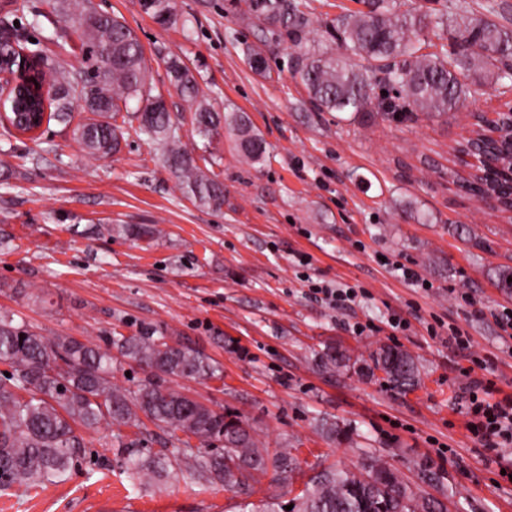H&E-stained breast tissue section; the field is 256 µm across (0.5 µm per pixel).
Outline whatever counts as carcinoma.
Masks as SVG:
<instances>
[{
    "label": "carcinoma",
    "instance_id": "carcinoma-1",
    "mask_svg": "<svg viewBox=\"0 0 512 512\" xmlns=\"http://www.w3.org/2000/svg\"><path fill=\"white\" fill-rule=\"evenodd\" d=\"M365 9L345 14L329 27L331 37L350 56H315L307 49L313 24L307 0H238L244 12L262 24L261 41L287 37L294 47L291 72L319 112L433 117L457 111L471 93L474 75L491 73L496 84L512 88V31L488 17L470 18L450 31L455 48L426 52L420 33L443 30L448 18L417 0L402 11L398 0H362ZM65 21L81 31L86 67H67L56 53L33 56L47 90L29 111L39 120L72 127L73 136L93 157L120 149L128 130L156 150L182 194L199 207L224 206V183L201 168L181 142L180 126L162 95L147 82L143 46L123 21L97 11L91 0H59ZM161 24L179 20L175 0H143ZM24 40L8 19H0V49L8 53ZM171 87L191 111L194 131L210 140L227 128L240 154L252 165L266 157L263 138L244 112L217 109L200 90L194 71L178 56L166 60ZM132 101L143 104L129 112ZM109 344L148 376L135 388L112 384V354L72 336H42L0 319V490L15 485L46 487L63 479L83 448L81 429L109 420L133 430L119 441L127 455L126 477L141 484L172 467L191 483H222L250 497L255 475L271 470L286 481L299 468L286 453L270 454L241 416L222 413L178 392L168 377L208 380L221 371L189 344L147 330L136 336H112ZM344 351H328L327 371L348 367ZM390 387L406 392L420 382L415 358L397 347L382 346L372 355ZM153 425L165 435L157 452L146 455L142 440ZM199 446L191 445V438ZM296 512H447L426 491L410 490L400 470L373 456L355 469H326L306 485Z\"/></svg>",
    "mask_w": 512,
    "mask_h": 512
}]
</instances>
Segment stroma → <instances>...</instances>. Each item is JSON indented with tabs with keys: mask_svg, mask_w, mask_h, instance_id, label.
Instances as JSON below:
<instances>
[{
	"mask_svg": "<svg viewBox=\"0 0 512 512\" xmlns=\"http://www.w3.org/2000/svg\"><path fill=\"white\" fill-rule=\"evenodd\" d=\"M122 18L143 48L154 93L172 88L166 60L179 56L216 106L246 113L263 137V166L242 162L229 135L204 144L183 120V145L224 183L221 211L197 207L179 190L159 155L127 135L112 157L86 154L71 132L50 124L52 152L30 156L31 142L0 127V316L44 336H71L106 347L109 337L153 328L189 342L218 366V380L171 379L172 388L242 416L270 452L300 462L292 480L259 478L253 500L292 504L319 471L360 465L374 454L398 467L412 491L424 485L415 463L432 466L452 488L448 512H512V482L497 451L466 428L461 371L485 359L476 377L512 395V336L492 309L512 307L499 274L512 269V222L457 192L452 147L469 114L504 102L491 75L459 111L440 120L414 114L398 122L347 112H318L291 77V41L260 45V30L228 0H177L181 23L163 26L141 0H93ZM494 4V21L512 29V0H428L449 26ZM309 45L339 47L327 24L361 9L360 0H310ZM261 47L265 75L247 63ZM153 224L140 239L107 225ZM387 254L413 265L432 284L413 288L378 262ZM309 255L310 265L299 263ZM359 285L366 302L334 310L309 298V279ZM469 289L484 307L474 318L449 287ZM410 322L394 333L392 313ZM455 321L473 339L466 350L432 336L426 322ZM380 325L355 334V323ZM384 345L410 353L421 371L414 390L390 388L374 369ZM353 362L319 367L329 349ZM345 431L337 441L319 419ZM126 427L83 431L85 447L65 479L47 488L0 493V512H241V497L218 484H190L168 473L131 486L114 447Z\"/></svg>",
	"mask_w": 512,
	"mask_h": 512,
	"instance_id": "stroma-1",
	"label": "stroma"
}]
</instances>
